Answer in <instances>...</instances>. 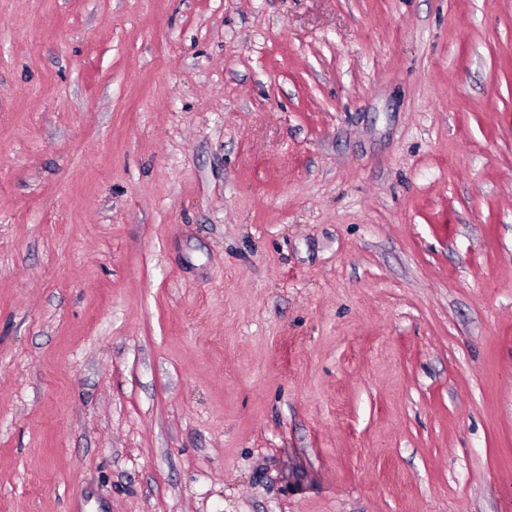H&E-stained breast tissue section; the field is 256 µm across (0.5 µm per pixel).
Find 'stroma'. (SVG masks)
Listing matches in <instances>:
<instances>
[{
	"mask_svg": "<svg viewBox=\"0 0 512 512\" xmlns=\"http://www.w3.org/2000/svg\"><path fill=\"white\" fill-rule=\"evenodd\" d=\"M0 512H512V0H0Z\"/></svg>",
	"mask_w": 512,
	"mask_h": 512,
	"instance_id": "stroma-1",
	"label": "stroma"
}]
</instances>
